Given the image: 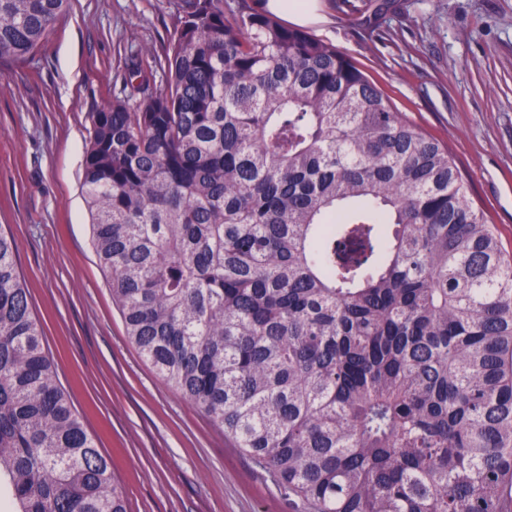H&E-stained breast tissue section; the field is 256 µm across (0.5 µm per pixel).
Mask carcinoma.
I'll return each mask as SVG.
<instances>
[{
	"mask_svg": "<svg viewBox=\"0 0 512 512\" xmlns=\"http://www.w3.org/2000/svg\"><path fill=\"white\" fill-rule=\"evenodd\" d=\"M70 4L0 0V65ZM83 189L129 342L294 512H512V262L335 45L181 0L164 55L93 114ZM17 252L0 229L5 508L128 512Z\"/></svg>",
	"mask_w": 512,
	"mask_h": 512,
	"instance_id": "cac0c4a2",
	"label": "carcinoma"
}]
</instances>
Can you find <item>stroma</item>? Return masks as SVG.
Instances as JSON below:
<instances>
[{
    "mask_svg": "<svg viewBox=\"0 0 512 512\" xmlns=\"http://www.w3.org/2000/svg\"><path fill=\"white\" fill-rule=\"evenodd\" d=\"M180 3L72 0L32 57L0 67V229L129 512H292L128 341L82 194L93 112L130 58L165 51ZM321 13L312 32L447 148L512 259V0H321Z\"/></svg>",
    "mask_w": 512,
    "mask_h": 512,
    "instance_id": "1",
    "label": "stroma"
}]
</instances>
